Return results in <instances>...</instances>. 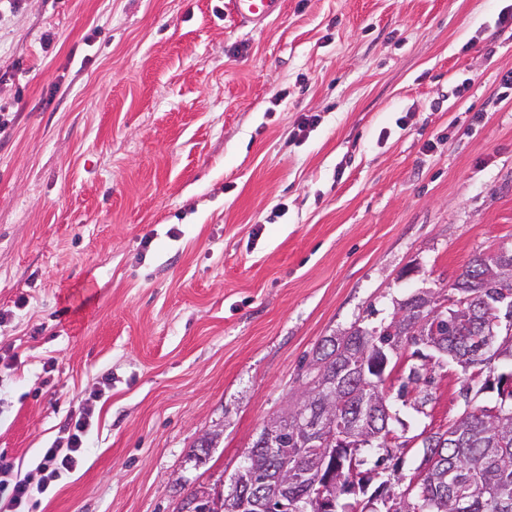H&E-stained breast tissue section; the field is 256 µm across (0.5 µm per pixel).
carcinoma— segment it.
<instances>
[{
  "instance_id": "1",
  "label": "carcinoma",
  "mask_w": 512,
  "mask_h": 512,
  "mask_svg": "<svg viewBox=\"0 0 512 512\" xmlns=\"http://www.w3.org/2000/svg\"><path fill=\"white\" fill-rule=\"evenodd\" d=\"M498 263L512 266V250L494 259L473 256L452 285L453 293L444 296L462 304L459 314L452 319L445 315L423 328L426 340L464 364L484 342L489 309H497L496 317L512 327V287L506 289L492 277ZM407 330L408 326L393 321L370 330L353 325L341 336L324 339L309 364L315 382L326 373L340 374L343 386L336 405L341 417L354 425L356 436L378 448L386 447L393 433L384 383L397 365L396 338L407 335ZM510 380L512 371L498 377V404L465 411L451 429L434 432L425 440L423 463L430 469L408 499L390 497L381 501L380 509L363 507L359 512H512V387L504 388ZM305 442L290 424L280 447L292 455ZM356 444L353 440L335 449L333 465L322 479L344 487L348 465L356 460ZM250 452L260 458L255 482L261 483L266 472L276 467V458L255 447ZM288 493L294 512H304L312 496L310 476L291 483Z\"/></svg>"
}]
</instances>
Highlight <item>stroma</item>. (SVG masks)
Instances as JSON below:
<instances>
[{
  "instance_id": "1",
  "label": "stroma",
  "mask_w": 512,
  "mask_h": 512,
  "mask_svg": "<svg viewBox=\"0 0 512 512\" xmlns=\"http://www.w3.org/2000/svg\"><path fill=\"white\" fill-rule=\"evenodd\" d=\"M224 3L0 7V457L38 481L102 394L82 465L33 512L227 494L322 339L512 250V0H283L257 28ZM416 350L385 382L389 450L357 453L376 486L497 401L436 365L415 410Z\"/></svg>"
}]
</instances>
